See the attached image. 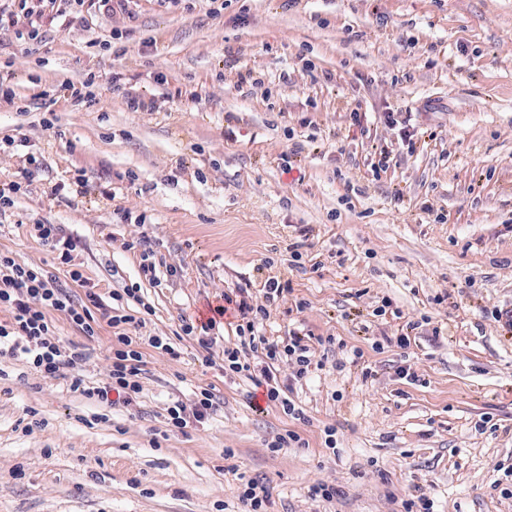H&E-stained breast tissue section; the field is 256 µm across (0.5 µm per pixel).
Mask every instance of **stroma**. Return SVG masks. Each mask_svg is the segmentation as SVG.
<instances>
[{"label":"stroma","mask_w":512,"mask_h":512,"mask_svg":"<svg viewBox=\"0 0 512 512\" xmlns=\"http://www.w3.org/2000/svg\"><path fill=\"white\" fill-rule=\"evenodd\" d=\"M0 73L16 93L0 140L19 141L0 179L28 185L0 215V250L49 266L30 230L63 225L102 303L140 284L143 335L181 352L143 347L133 409L7 365L0 512H241L244 476L267 512H399L414 495L434 512H512V330L491 317L512 307V0H131L35 41L0 32ZM89 78L92 100L62 96ZM388 112L410 113L411 145ZM61 182L74 205L50 202ZM140 236L175 270L161 286L123 247ZM272 277L288 291L267 336L337 341L293 391L302 421L180 332ZM53 320L86 349L87 379L104 378L106 319L92 336ZM200 388L217 415L167 434L170 399ZM288 430L303 446L271 451ZM319 484L336 498L311 499Z\"/></svg>","instance_id":"stroma-1"}]
</instances>
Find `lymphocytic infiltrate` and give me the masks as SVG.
Segmentation results:
<instances>
[{"label": "lymphocytic infiltrate", "instance_id": "lymphocytic-infiltrate-1", "mask_svg": "<svg viewBox=\"0 0 512 512\" xmlns=\"http://www.w3.org/2000/svg\"><path fill=\"white\" fill-rule=\"evenodd\" d=\"M33 230L42 245L53 256L52 268L34 267L20 262L11 253L0 251V310L7 312V320L0 321V362L21 361L47 379H66L71 392L107 401L110 393L121 395L125 406H132L138 399L143 373L142 344L168 355L177 350L168 337L152 336L141 340L138 329L142 328L145 314L151 313V305H144L143 316L126 313L118 303L123 298H137L138 287L124 288L113 293L114 305L106 310L108 323L117 331V342L111 348V366L104 381L89 385L79 365L85 354L77 347L60 344L55 326L50 318L57 312L67 317L71 324L85 335H94L92 308L102 302L94 291V285L81 271L71 268L76 240L66 235L61 225L37 224ZM69 267V282H62L58 274L61 267ZM83 288V296L73 294V287ZM285 284L271 279L265 284L263 301L249 299L244 293L227 294L222 304L211 310L205 321L183 320L180 329L184 335L195 337L200 353L210 352L213 344L211 333L223 325L226 314H233L236 342L227 343L223 350L224 374L227 377H243L255 387L264 388L268 401L279 403L286 415L304 419L302 408L288 396L275 374L276 364L284 359L293 361L296 378L307 376L312 364L311 346L304 337L290 336L287 344L264 336L263 323L269 316L267 303L285 291ZM219 409V403L210 389L197 392L190 402L174 400L167 409L169 431L180 433L188 425L201 424Z\"/></svg>", "mask_w": 512, "mask_h": 512}]
</instances>
